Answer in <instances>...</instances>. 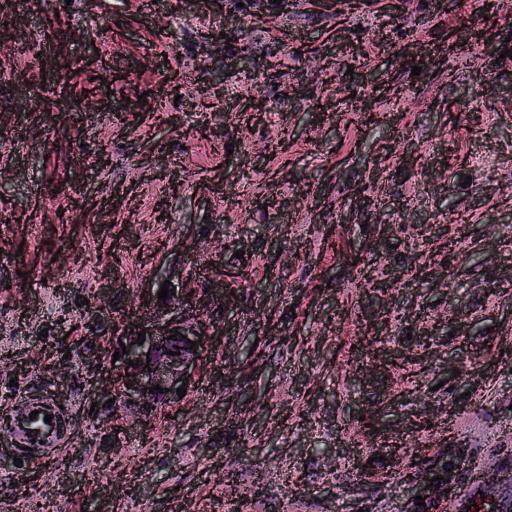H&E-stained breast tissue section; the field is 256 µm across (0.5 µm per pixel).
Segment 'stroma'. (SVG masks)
Listing matches in <instances>:
<instances>
[{
	"label": "stroma",
	"instance_id": "35a3bbf8",
	"mask_svg": "<svg viewBox=\"0 0 512 512\" xmlns=\"http://www.w3.org/2000/svg\"><path fill=\"white\" fill-rule=\"evenodd\" d=\"M227 23L231 54L207 51ZM344 39L366 58H337ZM500 50L512 10L484 0H0V407L34 388L81 419L37 479L0 465V512H415L388 448L458 487L482 460L486 502L512 500ZM261 55L278 82L244 68ZM355 257L437 273L380 290ZM168 268L233 296L185 396L144 422L96 397L94 355Z\"/></svg>",
	"mask_w": 512,
	"mask_h": 512
}]
</instances>
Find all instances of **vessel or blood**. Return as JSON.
I'll use <instances>...</instances> for the list:
<instances>
[{
	"mask_svg": "<svg viewBox=\"0 0 512 512\" xmlns=\"http://www.w3.org/2000/svg\"><path fill=\"white\" fill-rule=\"evenodd\" d=\"M78 430L76 413L49 395H23L0 411V447L31 464L54 460Z\"/></svg>",
	"mask_w": 512,
	"mask_h": 512,
	"instance_id": "vessel-or-blood-1",
	"label": "vessel or blood"
}]
</instances>
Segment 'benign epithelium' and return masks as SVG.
Here are the masks:
<instances>
[{
	"label": "benign epithelium",
	"mask_w": 512,
	"mask_h": 512,
	"mask_svg": "<svg viewBox=\"0 0 512 512\" xmlns=\"http://www.w3.org/2000/svg\"><path fill=\"white\" fill-rule=\"evenodd\" d=\"M203 316L182 288L163 301L156 294L148 297L135 327L113 343L112 351L120 352L113 368L116 383L101 384V391L125 404L133 401L142 419L153 417L163 403L177 397V388L190 381L200 361L212 335ZM140 333L145 334L141 345L136 342ZM131 360L139 365L129 364ZM156 385L161 390L148 392Z\"/></svg>",
	"instance_id": "7a95c632"
}]
</instances>
